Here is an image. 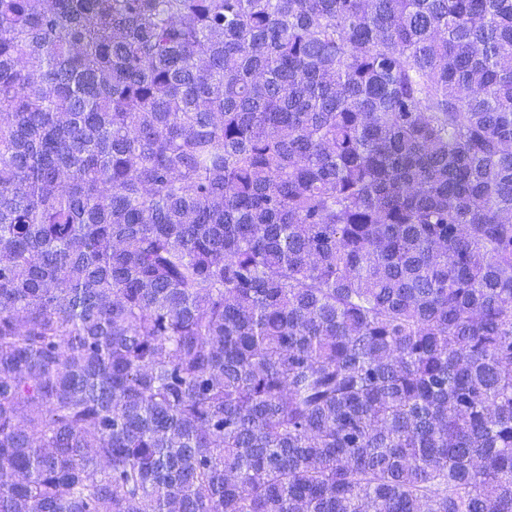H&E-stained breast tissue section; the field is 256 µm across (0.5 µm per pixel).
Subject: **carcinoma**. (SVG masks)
Wrapping results in <instances>:
<instances>
[{"label": "carcinoma", "mask_w": 512, "mask_h": 512, "mask_svg": "<svg viewBox=\"0 0 512 512\" xmlns=\"http://www.w3.org/2000/svg\"><path fill=\"white\" fill-rule=\"evenodd\" d=\"M0 512H512V0H0Z\"/></svg>", "instance_id": "carcinoma-1"}]
</instances>
